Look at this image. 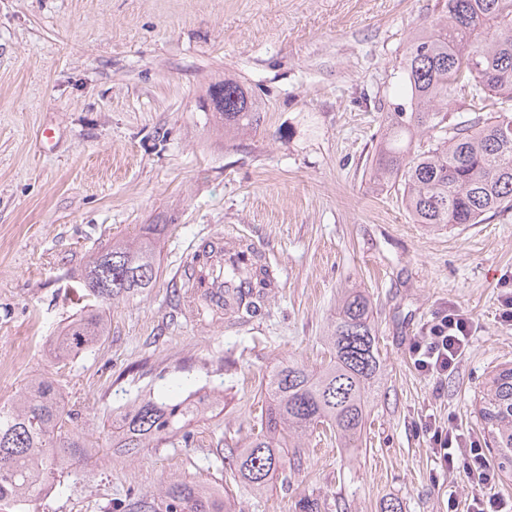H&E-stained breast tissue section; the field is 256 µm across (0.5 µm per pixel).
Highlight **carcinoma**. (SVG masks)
<instances>
[{"instance_id": "1", "label": "carcinoma", "mask_w": 512, "mask_h": 512, "mask_svg": "<svg viewBox=\"0 0 512 512\" xmlns=\"http://www.w3.org/2000/svg\"><path fill=\"white\" fill-rule=\"evenodd\" d=\"M446 14L411 35L400 62L405 102L386 113V130L369 167L374 183L400 194L413 223L429 228L481 224L512 209V0H446ZM468 91L469 97L458 98ZM217 100L212 117L226 131L258 128L260 115L248 91L226 78L209 87ZM456 112L474 117L455 120ZM430 135L426 150L415 148ZM163 224H149L139 242H118L94 257L80 281L100 304L130 298L154 287L159 273L155 237ZM240 254V272L251 318L275 287L269 266ZM370 301L360 293L341 298L325 343L328 362L316 369L288 360L264 385L261 430L241 448L229 449L233 478L257 494L278 474L302 466L299 440L317 428L353 448L361 435L369 398L381 376ZM108 335L102 311L90 309L70 321L54 341L64 362L93 350ZM215 396L199 393L166 401L147 392L112 412V451L135 459L204 418ZM479 417L498 452V468L512 470V367L492 373ZM79 410L61 404L56 381L38 374L16 397L0 403V508L34 512L43 488L92 455L93 443L70 427ZM230 512L224 492L185 478L171 479L152 501H131L129 512Z\"/></svg>"}]
</instances>
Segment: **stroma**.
Listing matches in <instances>:
<instances>
[{
  "label": "stroma",
  "mask_w": 512,
  "mask_h": 512,
  "mask_svg": "<svg viewBox=\"0 0 512 512\" xmlns=\"http://www.w3.org/2000/svg\"><path fill=\"white\" fill-rule=\"evenodd\" d=\"M444 0H0V402L47 373L98 451L39 512H102L169 477L224 490L235 512H467L477 489L440 469L422 426L455 423L494 448L477 414L488 374L512 365V210L466 229L413 223L367 170L395 73ZM231 77L255 97L256 132L226 137L203 106ZM50 137H43V130ZM162 224L154 288L106 309L109 332L63 363L53 336L86 310L88 262ZM244 230L278 273L263 313L236 328L188 319L176 274L200 241ZM366 294L382 359L358 447L310 437L301 472L252 493L218 460L261 428V384L282 361L319 365L344 289ZM472 319L447 379L411 346L448 307ZM154 390L224 402L191 447L113 457V408Z\"/></svg>",
  "instance_id": "1"
}]
</instances>
